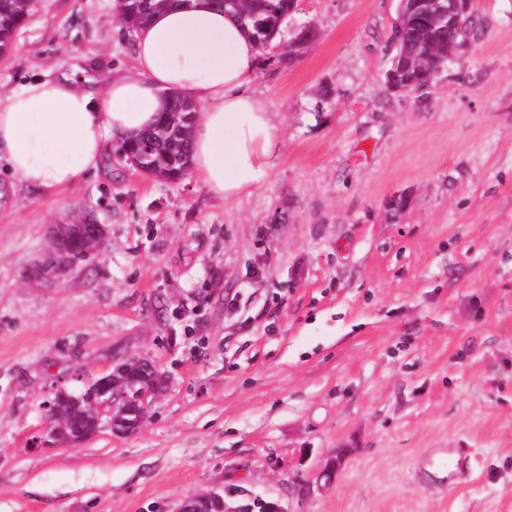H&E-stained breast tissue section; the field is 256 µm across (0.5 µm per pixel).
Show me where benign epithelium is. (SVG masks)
Returning <instances> with one entry per match:
<instances>
[{
	"instance_id": "1",
	"label": "benign epithelium",
	"mask_w": 512,
	"mask_h": 512,
	"mask_svg": "<svg viewBox=\"0 0 512 512\" xmlns=\"http://www.w3.org/2000/svg\"><path fill=\"white\" fill-rule=\"evenodd\" d=\"M473 0H448V30L457 27L460 13L472 9ZM91 239L78 242L68 236L65 230L54 233L51 245L43 258L36 262L31 275L36 279H49L73 268L79 261L84 260L91 253V245L105 232L101 231L102 225L92 224ZM137 364L143 366L145 372L150 374L149 382L128 384L119 386L112 382V368H107L101 374L90 381L83 391L71 394V400L80 407L90 406L97 417V423L107 420L113 432H118L114 427L113 415L116 411L131 413L138 416V423H143L149 408L158 398L165 387V376L157 366L146 358L137 360ZM48 425L44 430V436L51 439L57 445H69L82 441L79 419H70V429L60 428L54 425L56 419V407L53 402L45 403ZM42 436V437H44ZM42 437L32 439L33 445L42 443ZM216 491L204 492L185 500L179 512H210Z\"/></svg>"
}]
</instances>
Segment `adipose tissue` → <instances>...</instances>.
<instances>
[{
	"instance_id": "ef3b65f1",
	"label": "adipose tissue",
	"mask_w": 512,
	"mask_h": 512,
	"mask_svg": "<svg viewBox=\"0 0 512 512\" xmlns=\"http://www.w3.org/2000/svg\"><path fill=\"white\" fill-rule=\"evenodd\" d=\"M134 64L105 85L39 77L0 92V159L12 181L55 195L153 126L175 92L199 105L192 171L215 199L249 195L279 150L274 112L251 87L259 52L240 21L184 0L133 31Z\"/></svg>"
}]
</instances>
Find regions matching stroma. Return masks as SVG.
<instances>
[{"mask_svg":"<svg viewBox=\"0 0 512 512\" xmlns=\"http://www.w3.org/2000/svg\"><path fill=\"white\" fill-rule=\"evenodd\" d=\"M112 2L37 0L0 91L131 66ZM397 9L296 0L287 32L317 37L258 64L281 142L241 200L118 154L0 200V512H177L232 486L286 512H512V0H474L418 102L385 84ZM77 221L102 248L35 280ZM127 356L168 377L136 433L31 448L57 387ZM451 454L471 473L444 492Z\"/></svg>","mask_w":512,"mask_h":512,"instance_id":"35a3bbf8","label":"stroma"}]
</instances>
